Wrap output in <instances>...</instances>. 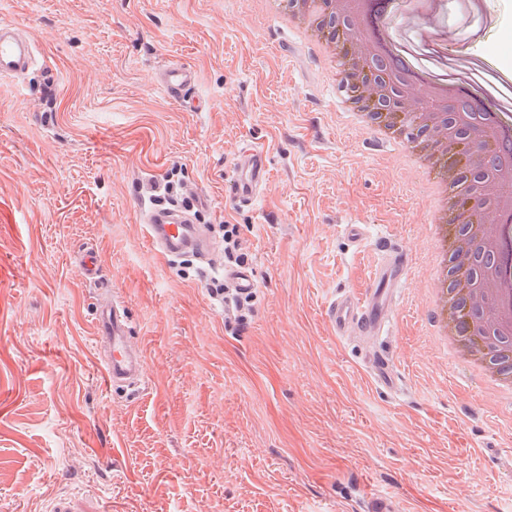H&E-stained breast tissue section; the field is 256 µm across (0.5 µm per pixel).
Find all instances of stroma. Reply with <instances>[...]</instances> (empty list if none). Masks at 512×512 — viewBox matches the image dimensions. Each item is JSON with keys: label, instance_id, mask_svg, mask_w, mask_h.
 <instances>
[{"label": "stroma", "instance_id": "stroma-1", "mask_svg": "<svg viewBox=\"0 0 512 512\" xmlns=\"http://www.w3.org/2000/svg\"><path fill=\"white\" fill-rule=\"evenodd\" d=\"M438 17L433 34L404 26L405 44L512 92V0ZM0 21L39 51L0 80V512H359L366 492L406 512H512V426L429 332V199L349 122L306 41L257 0H0ZM172 61L203 110L153 86ZM246 142L271 171L238 208L224 171ZM174 201L217 241L207 259L150 245L147 206ZM349 222L410 256L379 336L336 335L325 314L374 261ZM228 223L256 281L239 309L222 293ZM106 293L144 351L142 388L103 382ZM381 358L395 389L374 379Z\"/></svg>", "mask_w": 512, "mask_h": 512}]
</instances>
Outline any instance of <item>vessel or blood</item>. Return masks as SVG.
<instances>
[{
	"mask_svg": "<svg viewBox=\"0 0 512 512\" xmlns=\"http://www.w3.org/2000/svg\"><path fill=\"white\" fill-rule=\"evenodd\" d=\"M37 62L35 44L8 23H0V79H15L33 69ZM196 81V74L178 62L169 63L158 74L157 88L168 99L180 102L184 91ZM270 156L263 145L248 144L233 158L224 180V193L239 207L255 206L269 179ZM148 238L153 247L171 257L191 254L207 257L209 242L203 241L199 227L184 207L172 205L151 209L146 215ZM379 254L369 273V283L360 293L343 292L332 298L326 315L337 334L356 329L378 336L387 327L395 306L397 290L407 279L405 251L393 249L388 240H380ZM224 279L230 284L226 299L240 298L253 292L256 282L243 266L228 267ZM95 335L108 340L102 366L108 386L138 385L143 380L145 360L135 345L124 309L115 302L101 305L95 315Z\"/></svg>",
	"mask_w": 512,
	"mask_h": 512,
	"instance_id": "1",
	"label": "vessel or blood"
}]
</instances>
